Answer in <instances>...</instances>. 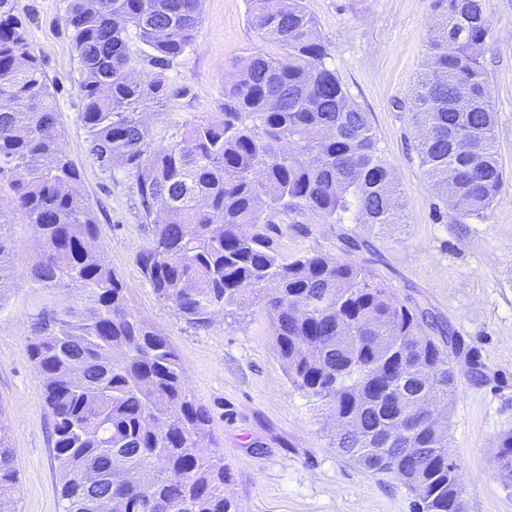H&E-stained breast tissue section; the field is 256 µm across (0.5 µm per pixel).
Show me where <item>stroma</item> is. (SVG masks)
Segmentation results:
<instances>
[{
  "label": "stroma",
  "instance_id": "stroma-1",
  "mask_svg": "<svg viewBox=\"0 0 512 512\" xmlns=\"http://www.w3.org/2000/svg\"><path fill=\"white\" fill-rule=\"evenodd\" d=\"M483 4L491 24L484 67L505 174L487 215L461 221L455 211L437 209L413 149L410 94L428 59L434 0H304L327 49V67L370 114L399 185L403 221L381 230L306 211L267 233L283 261L318 253L365 267L454 337L447 347L456 386L448 444L465 509L512 512V487L494 474L498 437L512 431V0ZM66 5L19 0L31 45L44 60L67 154L80 173L78 190L94 210L129 308L167 338L188 390L207 410L211 448L224 458L239 512H413V496L396 475L365 471L331 447L334 422L291 386L262 304L247 301L238 318L216 316L199 332L158 300L136 263L151 238L136 181L104 171L89 151ZM248 11L247 0H202L201 25L168 72L167 96L143 115L154 144H167L175 125L223 112L229 61L257 48L283 56L282 47L259 38ZM12 196L9 183H1L0 216L13 226V265L11 289L0 299V423L18 472L17 512H63L53 425L27 338L33 316L68 295L32 284L38 235L14 211Z\"/></svg>",
  "mask_w": 512,
  "mask_h": 512
}]
</instances>
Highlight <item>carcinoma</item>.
Returning a JSON list of instances; mask_svg holds the SVG:
<instances>
[{"mask_svg": "<svg viewBox=\"0 0 512 512\" xmlns=\"http://www.w3.org/2000/svg\"><path fill=\"white\" fill-rule=\"evenodd\" d=\"M201 0H67L80 64L81 119L100 166L135 178L152 225L138 257L159 300L193 329L264 303L293 387L356 434L331 447L360 468L394 473L415 512H453L448 426L425 414L433 396L452 410L448 354L419 306L356 264L325 254L284 263L266 225L309 211L326 221L402 223L401 196L369 113L325 64L303 0H249V23L285 56L260 50L225 71L224 113L176 129L154 147L142 114L167 93V71L189 48ZM430 59L416 81V153L437 197L467 219L495 202L504 171L495 149L483 58L490 21L481 0H435ZM153 67L135 80L133 45ZM0 177L34 226L30 267L40 288L72 299L37 314L28 352L53 420L64 512H238L224 491V458L206 442L208 415L189 394L174 349L127 305L107 263L94 211L76 189L65 130L18 0H0ZM10 224L0 223V299L10 290ZM412 439L421 455L403 453ZM124 457L129 472H111ZM498 479L512 486V432L501 435ZM17 474L0 424V512Z\"/></svg>", "mask_w": 512, "mask_h": 512, "instance_id": "carcinoma-1", "label": "carcinoma"}]
</instances>
